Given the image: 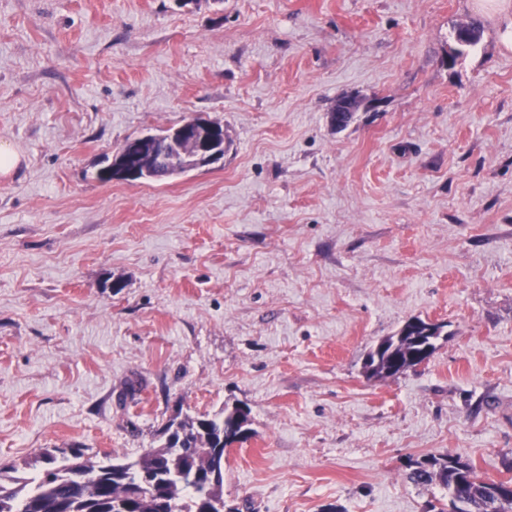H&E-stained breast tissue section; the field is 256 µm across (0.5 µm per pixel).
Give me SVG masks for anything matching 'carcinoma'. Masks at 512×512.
<instances>
[{"instance_id":"cac0c4a2","label":"carcinoma","mask_w":512,"mask_h":512,"mask_svg":"<svg viewBox=\"0 0 512 512\" xmlns=\"http://www.w3.org/2000/svg\"><path fill=\"white\" fill-rule=\"evenodd\" d=\"M169 132L150 134L141 179L161 181L171 176L164 149ZM444 325L421 319L407 322L401 330L382 339L368 353L363 372L379 380L410 368L431 356ZM246 404L224 410L221 418L190 416L170 421L166 443L152 448L135 461L110 456L101 461L81 452L60 457L45 452V464L35 486L24 478L4 480L0 468V512H159L161 495L175 501L178 512H239L224 505V450L248 439ZM408 479L415 485L439 482L448 489V507L430 505L429 512H488L490 490L508 481L481 478L475 467L460 457L446 454L424 456L410 462ZM138 490L128 496L130 488Z\"/></svg>"}]
</instances>
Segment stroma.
<instances>
[{
  "label": "stroma",
  "mask_w": 512,
  "mask_h": 512,
  "mask_svg": "<svg viewBox=\"0 0 512 512\" xmlns=\"http://www.w3.org/2000/svg\"><path fill=\"white\" fill-rule=\"evenodd\" d=\"M511 28L512 0H0V139L26 157L0 179V466L134 460L244 403L240 512H427L425 455L506 479ZM194 116L219 163L97 178ZM416 318L446 326L428 362L367 380ZM171 131L172 129H169L162 134L147 133L135 136L133 138H128L115 155L112 157L106 155L102 158L101 162L105 165L99 169L97 173L98 178L102 181H110L109 178L104 176V171L106 169L112 168L113 160L122 151L127 150L133 143L140 141L143 135H148L147 140L149 142L145 144L146 159L143 164L140 181H161L170 177L171 172L167 164V158L170 156L173 149L168 147L166 150V148H164V143L168 139L169 133ZM163 150L166 151L163 152Z\"/></svg>",
  "instance_id": "stroma-1"
}]
</instances>
